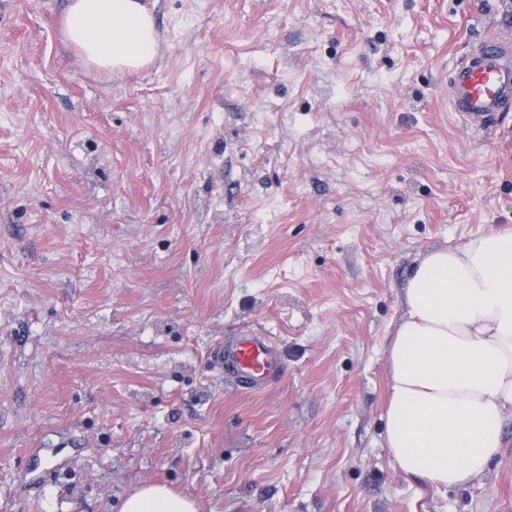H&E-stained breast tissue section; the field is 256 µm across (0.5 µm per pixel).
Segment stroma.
Returning a JSON list of instances; mask_svg holds the SVG:
<instances>
[{
    "mask_svg": "<svg viewBox=\"0 0 512 512\" xmlns=\"http://www.w3.org/2000/svg\"><path fill=\"white\" fill-rule=\"evenodd\" d=\"M154 62L109 74L69 0H0V512H512V421L436 490L384 442L389 334L418 255L512 227V116L448 71L512 0H143ZM282 378L224 381V339ZM54 479L33 483L30 449ZM224 379L241 391L262 389L282 372L281 353L270 336H235L213 352ZM120 512H197L195 502L166 485L146 484L122 503Z\"/></svg>",
    "mask_w": 512,
    "mask_h": 512,
    "instance_id": "35a3bbf8",
    "label": "stroma"
}]
</instances>
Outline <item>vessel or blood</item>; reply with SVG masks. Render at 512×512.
Masks as SVG:
<instances>
[{"label": "vessel or blood", "instance_id": "b4317fda", "mask_svg": "<svg viewBox=\"0 0 512 512\" xmlns=\"http://www.w3.org/2000/svg\"><path fill=\"white\" fill-rule=\"evenodd\" d=\"M448 104L465 124L480 130L499 124L512 111V39L474 42L448 72ZM214 359L224 377L242 391L262 389L282 372L281 353L268 336H237L219 345Z\"/></svg>", "mask_w": 512, "mask_h": 512}]
</instances>
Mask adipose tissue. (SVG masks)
Wrapping results in <instances>:
<instances>
[{
    "mask_svg": "<svg viewBox=\"0 0 512 512\" xmlns=\"http://www.w3.org/2000/svg\"><path fill=\"white\" fill-rule=\"evenodd\" d=\"M68 42L89 65L135 71L158 51L142 0H70ZM387 349L385 443L394 467L436 489L482 477L512 419V231L419 254ZM120 512H197L168 486L146 484Z\"/></svg>",
    "mask_w": 512,
    "mask_h": 512,
    "instance_id": "ef3b65f1",
    "label": "adipose tissue"
}]
</instances>
